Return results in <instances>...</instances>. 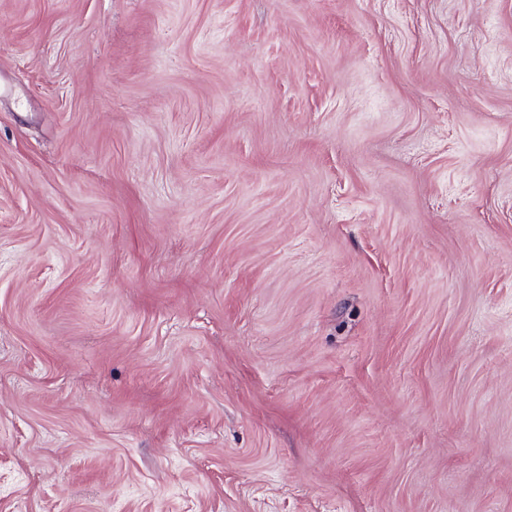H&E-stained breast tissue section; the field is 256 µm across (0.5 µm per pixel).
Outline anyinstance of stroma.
Listing matches in <instances>:
<instances>
[{"label": "stroma", "instance_id": "35a3bbf8", "mask_svg": "<svg viewBox=\"0 0 512 512\" xmlns=\"http://www.w3.org/2000/svg\"><path fill=\"white\" fill-rule=\"evenodd\" d=\"M0 512H512V0H0Z\"/></svg>", "mask_w": 512, "mask_h": 512}]
</instances>
